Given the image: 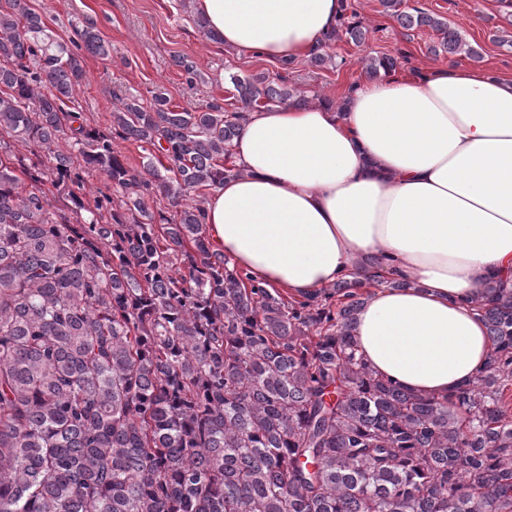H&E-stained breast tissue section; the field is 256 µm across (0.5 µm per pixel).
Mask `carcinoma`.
<instances>
[{
  "instance_id": "obj_1",
  "label": "carcinoma",
  "mask_w": 512,
  "mask_h": 512,
  "mask_svg": "<svg viewBox=\"0 0 512 512\" xmlns=\"http://www.w3.org/2000/svg\"><path fill=\"white\" fill-rule=\"evenodd\" d=\"M4 2L0 134L50 165L0 137V512H512V286L476 306L493 351L472 385L432 399L377 377L353 339L363 290L410 283L374 258L364 279L288 301L212 249L204 199L187 202L239 173L226 161L252 112L306 99L232 74L235 111L116 95L106 133L69 106L83 55H109L100 33L66 43L32 0ZM401 4L381 0L441 34L430 51L481 59ZM341 34L366 30L346 17ZM114 138L148 145L142 171ZM92 169L120 203L86 191ZM152 195L175 215L150 213Z\"/></svg>"
}]
</instances>
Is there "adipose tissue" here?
<instances>
[{"label":"adipose tissue","instance_id":"ef3b65f1","mask_svg":"<svg viewBox=\"0 0 512 512\" xmlns=\"http://www.w3.org/2000/svg\"><path fill=\"white\" fill-rule=\"evenodd\" d=\"M213 42L269 60L324 45L344 0H190ZM241 173L206 205L235 268L290 297L320 295L382 258L354 338L375 375L441 399L467 387L492 344L473 299L512 282V76L460 66L357 83L343 108L252 113Z\"/></svg>","mask_w":512,"mask_h":512}]
</instances>
